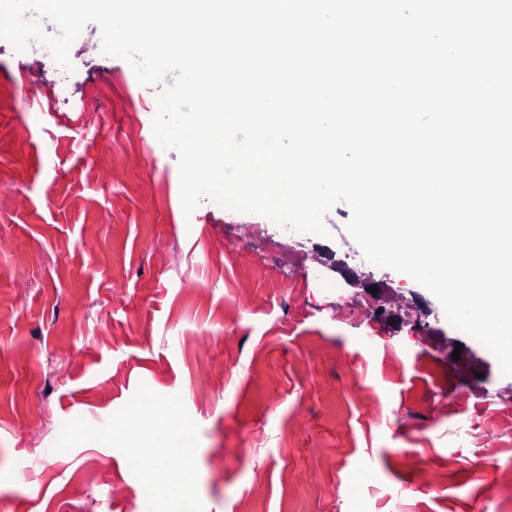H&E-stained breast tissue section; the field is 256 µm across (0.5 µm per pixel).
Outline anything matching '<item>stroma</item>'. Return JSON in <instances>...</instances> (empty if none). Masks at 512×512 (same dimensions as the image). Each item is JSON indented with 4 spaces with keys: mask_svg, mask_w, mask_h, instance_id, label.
<instances>
[{
    "mask_svg": "<svg viewBox=\"0 0 512 512\" xmlns=\"http://www.w3.org/2000/svg\"><path fill=\"white\" fill-rule=\"evenodd\" d=\"M70 59L0 40V512H167L121 435L148 396L188 428L191 460H168L193 468L188 512H512L492 352L408 274L359 261L346 203L326 238L209 198L184 214L178 155L149 135L157 88L97 24ZM362 299L370 320H342ZM204 338L223 361L207 378Z\"/></svg>",
    "mask_w": 512,
    "mask_h": 512,
    "instance_id": "stroma-1",
    "label": "stroma"
}]
</instances>
